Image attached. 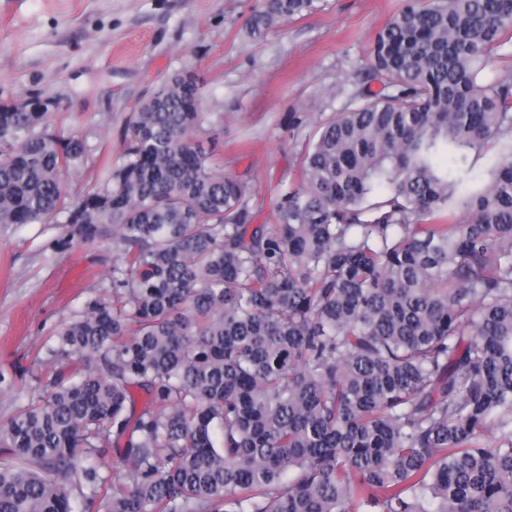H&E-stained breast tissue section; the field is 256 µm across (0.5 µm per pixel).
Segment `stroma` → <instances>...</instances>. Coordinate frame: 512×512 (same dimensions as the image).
I'll use <instances>...</instances> for the list:
<instances>
[{
  "label": "stroma",
  "mask_w": 512,
  "mask_h": 512,
  "mask_svg": "<svg viewBox=\"0 0 512 512\" xmlns=\"http://www.w3.org/2000/svg\"><path fill=\"white\" fill-rule=\"evenodd\" d=\"M254 0H0V101L32 93L58 102L52 120L118 158L122 121L175 73L204 85L200 109L224 115L225 172L257 190V223L298 177L321 121L351 107L368 47L401 0H320L260 42L243 28ZM308 124L292 132L288 116ZM59 224H0V425L40 384L44 343L86 297L107 290L115 252L84 245L54 254Z\"/></svg>",
  "instance_id": "obj_1"
}]
</instances>
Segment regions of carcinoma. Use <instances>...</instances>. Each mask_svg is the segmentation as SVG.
I'll use <instances>...</instances> for the list:
<instances>
[{
    "label": "carcinoma",
    "mask_w": 512,
    "mask_h": 512,
    "mask_svg": "<svg viewBox=\"0 0 512 512\" xmlns=\"http://www.w3.org/2000/svg\"><path fill=\"white\" fill-rule=\"evenodd\" d=\"M315 9L256 0L245 33ZM506 37L512 0H403L272 224L183 74L77 200L85 139L1 101L0 224L118 257L0 426V512H512V69L481 78Z\"/></svg>",
    "instance_id": "1"
}]
</instances>
